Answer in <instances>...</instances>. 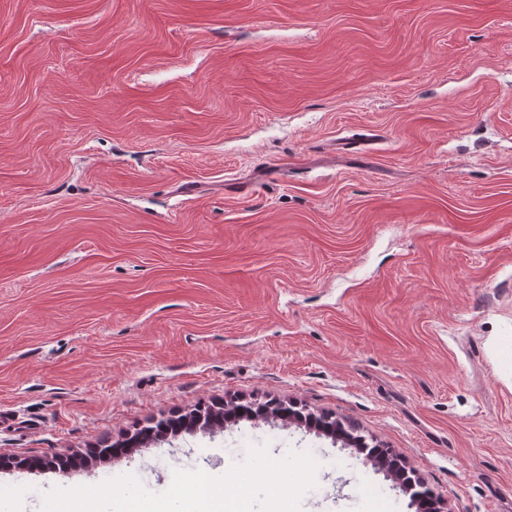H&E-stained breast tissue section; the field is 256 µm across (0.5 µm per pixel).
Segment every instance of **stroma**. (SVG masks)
Masks as SVG:
<instances>
[{"label":"stroma","instance_id":"35a3bbf8","mask_svg":"<svg viewBox=\"0 0 512 512\" xmlns=\"http://www.w3.org/2000/svg\"><path fill=\"white\" fill-rule=\"evenodd\" d=\"M277 400L392 449L443 512H512V0H0V456ZM300 512H413L354 449L259 420L56 487L249 446Z\"/></svg>","mask_w":512,"mask_h":512}]
</instances>
